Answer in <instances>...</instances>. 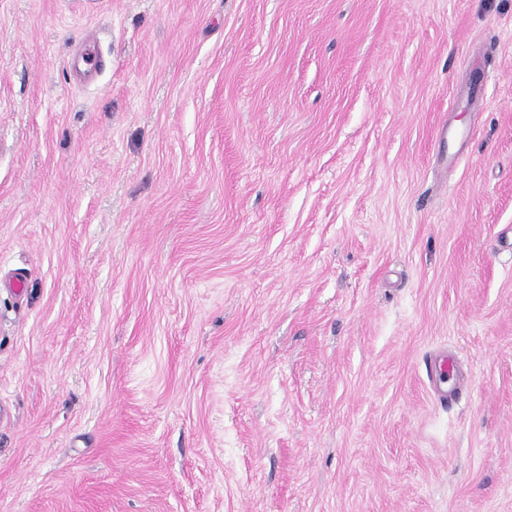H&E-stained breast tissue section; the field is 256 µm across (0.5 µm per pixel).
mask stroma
<instances>
[{"mask_svg": "<svg viewBox=\"0 0 512 512\" xmlns=\"http://www.w3.org/2000/svg\"><path fill=\"white\" fill-rule=\"evenodd\" d=\"M0 512H512V0H0Z\"/></svg>", "mask_w": 512, "mask_h": 512, "instance_id": "stroma-1", "label": "stroma"}]
</instances>
